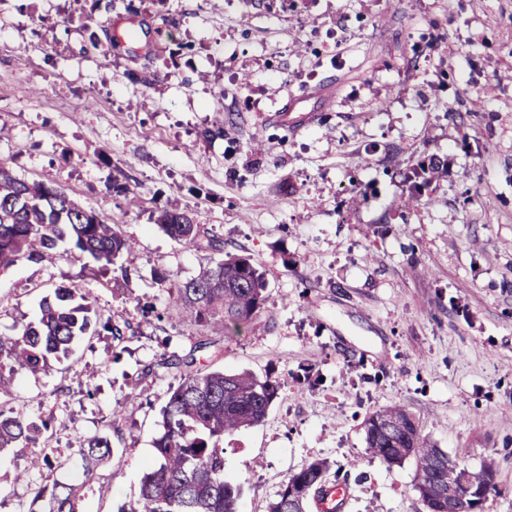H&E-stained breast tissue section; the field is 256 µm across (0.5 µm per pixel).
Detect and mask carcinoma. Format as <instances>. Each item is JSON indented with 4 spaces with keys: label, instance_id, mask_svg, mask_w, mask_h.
Listing matches in <instances>:
<instances>
[{
    "label": "carcinoma",
    "instance_id": "1",
    "mask_svg": "<svg viewBox=\"0 0 512 512\" xmlns=\"http://www.w3.org/2000/svg\"><path fill=\"white\" fill-rule=\"evenodd\" d=\"M446 170V160L418 163L409 200L418 201L424 185ZM158 223L181 244L196 246L205 237L211 250L224 252V240L194 223L187 211L164 209ZM66 238L107 265L134 251L132 240L119 236L112 225L65 192L43 182L20 180L0 164V273L22 260L44 259ZM267 289L266 279L250 259L229 255L175 286L170 297L194 326H221L225 335L234 336L263 308ZM73 301L74 291L60 287L54 296L43 299L37 321L12 336H0V398L11 395L18 374L46 369L51 358L67 355L78 337L99 327L119 342L126 339L130 324L93 319L89 304ZM207 348V342L195 344L182 361L181 382L170 390L161 410L162 431L153 442L155 462L142 477L138 497L117 512H240L242 487L224 473V437L262 424L282 386L269 376L259 378L248 371L201 369L196 353ZM362 426L366 454L389 466L413 461L415 490L425 512H446L450 459L422 435L413 415L399 405L390 406L371 412ZM38 431L22 414L0 409V451L28 446ZM79 451L89 472L114 457L106 436L89 441ZM475 480L467 500L482 504L495 488L492 468L475 475ZM335 484L328 462L312 461L280 484L267 512H316L325 488ZM85 494L84 484L55 481L36 488L34 500L44 502L43 512H81Z\"/></svg>",
    "mask_w": 512,
    "mask_h": 512
}]
</instances>
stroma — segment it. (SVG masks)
<instances>
[{
  "label": "stroma",
  "instance_id": "35a3bbf8",
  "mask_svg": "<svg viewBox=\"0 0 512 512\" xmlns=\"http://www.w3.org/2000/svg\"><path fill=\"white\" fill-rule=\"evenodd\" d=\"M129 27L136 44L89 40ZM332 83V111L304 122ZM290 97L292 125L267 121ZM419 158L448 171L412 203ZM0 164L137 244L123 278L68 240L1 273L0 336L61 286L138 328L17 376L1 404L47 427L0 451V512L30 506L42 472L14 475L31 453L77 484L80 443L105 435L124 462L89 474L82 512L135 498L201 339L215 367L282 385L262 425L224 440L241 512H266L317 459L365 473L347 512H424L412 461L365 453L364 417L395 404L472 473L493 467L482 512H512V0H0ZM164 209L263 273L268 298L240 335H197L170 305L217 255L171 239Z\"/></svg>",
  "mask_w": 512,
  "mask_h": 512
}]
</instances>
